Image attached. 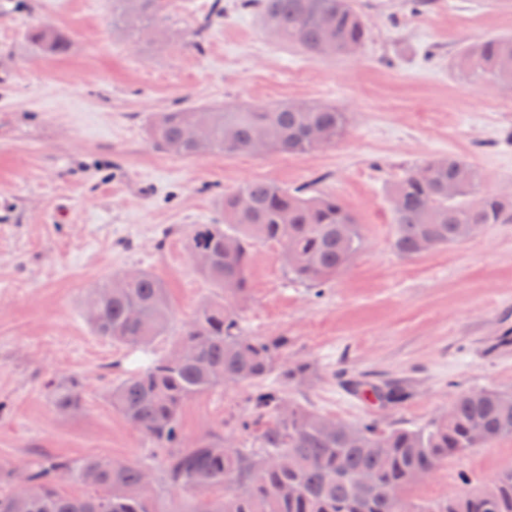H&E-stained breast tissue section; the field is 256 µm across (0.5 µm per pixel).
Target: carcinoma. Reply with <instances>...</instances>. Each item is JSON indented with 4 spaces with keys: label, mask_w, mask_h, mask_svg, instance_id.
Segmentation results:
<instances>
[{
    "label": "carcinoma",
    "mask_w": 512,
    "mask_h": 512,
    "mask_svg": "<svg viewBox=\"0 0 512 512\" xmlns=\"http://www.w3.org/2000/svg\"><path fill=\"white\" fill-rule=\"evenodd\" d=\"M174 0H112V26L132 33L158 31ZM262 25L282 44L312 58L350 56L368 31L353 0H244ZM224 7L202 19L191 46L202 47L204 33ZM37 50L65 55L68 35L52 23L27 34ZM454 72L468 80L512 87V36L490 37L463 47L453 58ZM347 114L317 102L264 107L193 105L154 115L147 127L153 148L185 159L209 153L251 154L262 138L266 153L304 155L339 141ZM323 131L317 144L309 130ZM482 173L468 159L434 157L407 169L390 187L400 200L392 209V246L403 257L460 244L487 224L512 221V203L494 193L473 197ZM458 188L448 197V185ZM218 224H194L187 232L189 253L215 256L198 272L218 290L193 318L174 332L173 311L164 282L141 271L127 282L115 274L90 293L86 307L97 313L93 333L142 351L172 341L170 351L116 381L108 398L125 421L163 453L162 481L189 494L184 503L163 507L145 468L134 461L101 456L75 463L44 456L26 473L28 486L14 483L0 469V512H407L416 487L448 459L512 436V391L496 389L457 395L448 411L422 428L382 429L375 421L340 423L300 404H287L276 388L250 397L251 414L240 428L266 419L256 448H227L221 431L184 441L180 418L192 399L228 384H261L276 370L280 341L247 336L240 303L248 287L255 247L272 243L293 255L284 265L288 281L320 288L336 278L363 243L362 225L336 196L308 194L269 181H250L224 194ZM46 395L60 414L83 406L76 377L45 383ZM75 474L86 492L68 495L58 488ZM362 478L365 486H355ZM414 512H512V466L488 485H475L435 501L414 503Z\"/></svg>",
    "instance_id": "obj_1"
}]
</instances>
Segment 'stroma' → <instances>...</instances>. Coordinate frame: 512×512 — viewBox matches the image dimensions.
<instances>
[{
    "mask_svg": "<svg viewBox=\"0 0 512 512\" xmlns=\"http://www.w3.org/2000/svg\"><path fill=\"white\" fill-rule=\"evenodd\" d=\"M212 0H176L163 35L140 41L112 26V0H0V468L24 476L41 456L104 455L143 463L161 502L173 492L151 443L112 408L110 386L150 355L94 336L84 303L112 274L164 282L175 324L215 288L190 259L186 229L212 224L225 192L252 180L339 197L364 244L314 293L289 283L275 245H258L241 303L247 335L283 340L271 386L324 416L385 428L421 427L462 392L512 391V223L414 258L392 247L388 188L429 157L464 156L479 192L512 197V92L457 77L463 46L512 35V0H354L368 31L350 57L314 59L281 45L241 0L191 48ZM50 22L70 51L48 56L27 32ZM321 102L347 112L336 144L301 156L153 149L150 116L188 105ZM84 381L81 410L51 406V377ZM404 398L380 404L370 387ZM247 384L194 398L182 413L192 439L250 410ZM512 464V438L449 460L418 501L490 483Z\"/></svg>",
    "mask_w": 512,
    "mask_h": 512,
    "instance_id": "35a3bbf8",
    "label": "stroma"
}]
</instances>
